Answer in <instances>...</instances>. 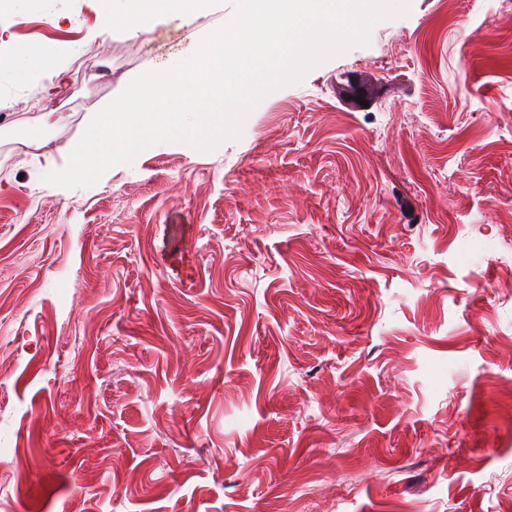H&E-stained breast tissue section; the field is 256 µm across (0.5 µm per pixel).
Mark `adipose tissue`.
I'll use <instances>...</instances> for the list:
<instances>
[{"instance_id": "obj_1", "label": "adipose tissue", "mask_w": 512, "mask_h": 512, "mask_svg": "<svg viewBox=\"0 0 512 512\" xmlns=\"http://www.w3.org/2000/svg\"><path fill=\"white\" fill-rule=\"evenodd\" d=\"M211 5L212 0H110L104 29L112 31L118 22L128 37L137 38L151 33L168 17L192 22ZM78 54V48L73 46H30L16 50L8 62L0 64V94L15 88H36L45 73L57 71L62 60L74 59Z\"/></svg>"}]
</instances>
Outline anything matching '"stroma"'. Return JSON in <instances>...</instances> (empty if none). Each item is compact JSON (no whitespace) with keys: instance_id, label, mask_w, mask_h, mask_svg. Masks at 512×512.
<instances>
[{"instance_id":"obj_1","label":"stroma","mask_w":512,"mask_h":512,"mask_svg":"<svg viewBox=\"0 0 512 512\" xmlns=\"http://www.w3.org/2000/svg\"><path fill=\"white\" fill-rule=\"evenodd\" d=\"M59 7L0 13L2 53L107 49L100 88L42 79L72 87L58 170L93 105L235 0L137 39L101 0ZM32 157L0 152V512H512L500 0H412L213 151L163 143L75 189Z\"/></svg>"}]
</instances>
